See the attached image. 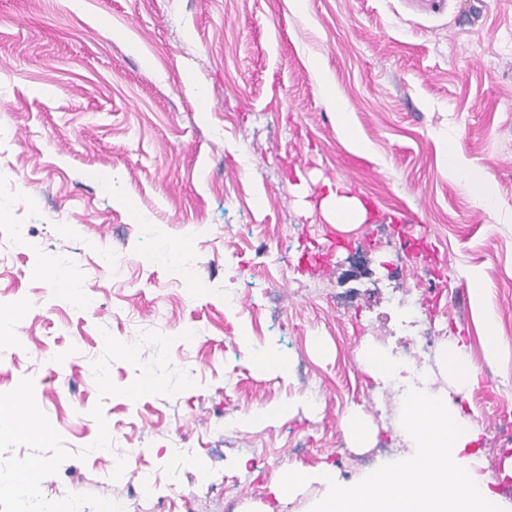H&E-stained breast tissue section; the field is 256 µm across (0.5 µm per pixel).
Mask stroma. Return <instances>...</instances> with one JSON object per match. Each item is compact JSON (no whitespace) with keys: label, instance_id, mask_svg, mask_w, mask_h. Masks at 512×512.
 <instances>
[{"label":"stroma","instance_id":"35a3bbf8","mask_svg":"<svg viewBox=\"0 0 512 512\" xmlns=\"http://www.w3.org/2000/svg\"><path fill=\"white\" fill-rule=\"evenodd\" d=\"M451 143L492 204L449 172ZM336 184L362 223L327 215ZM401 215L430 253L381 248ZM166 242L184 270L156 260ZM477 276L500 341L490 356ZM434 329L479 370L463 413L493 494L512 503V447L496 439L512 425V0H0V393L32 379L74 453L42 480L46 498L310 512L320 485L280 497L285 468L352 485L408 451L398 400L375 414L380 383L356 351L386 339L431 360L444 390L423 348ZM149 331L172 337L194 387L100 398L104 334ZM250 345L281 369L256 370ZM97 405L113 447L82 461ZM352 410L369 447L343 432ZM127 451L131 469L113 476Z\"/></svg>","mask_w":512,"mask_h":512}]
</instances>
